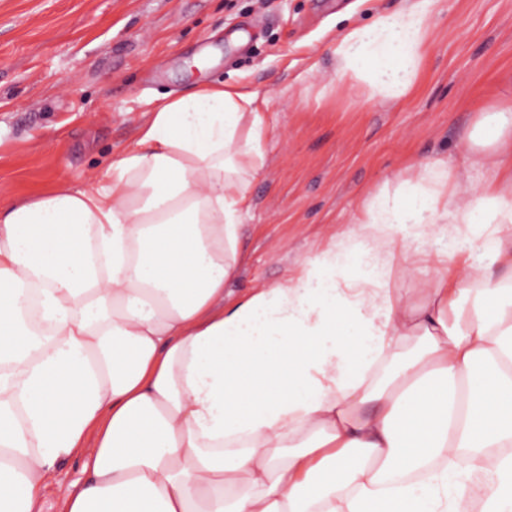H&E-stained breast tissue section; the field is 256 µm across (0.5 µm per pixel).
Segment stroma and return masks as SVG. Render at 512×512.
Wrapping results in <instances>:
<instances>
[{
	"label": "stroma",
	"instance_id": "stroma-1",
	"mask_svg": "<svg viewBox=\"0 0 512 512\" xmlns=\"http://www.w3.org/2000/svg\"><path fill=\"white\" fill-rule=\"evenodd\" d=\"M406 0H0V194L80 186L135 144L163 95L222 81L258 92L265 167L249 189L248 260L227 284L298 274L411 167L469 173L479 109L512 99V0H445L402 98L339 80L336 39ZM81 476L57 463L43 512Z\"/></svg>",
	"mask_w": 512,
	"mask_h": 512
}]
</instances>
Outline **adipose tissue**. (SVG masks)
<instances>
[{"mask_svg": "<svg viewBox=\"0 0 512 512\" xmlns=\"http://www.w3.org/2000/svg\"><path fill=\"white\" fill-rule=\"evenodd\" d=\"M439 2L348 30L340 77L408 94ZM257 98L199 86L82 187L0 198V512H42L73 457L62 512H459L470 480L481 512H512V104L465 146L487 181L425 164L229 303ZM81 477L80 468L74 459L57 463L56 468L47 476L42 490L44 512L62 511V490Z\"/></svg>", "mask_w": 512, "mask_h": 512, "instance_id": "1", "label": "adipose tissue"}]
</instances>
